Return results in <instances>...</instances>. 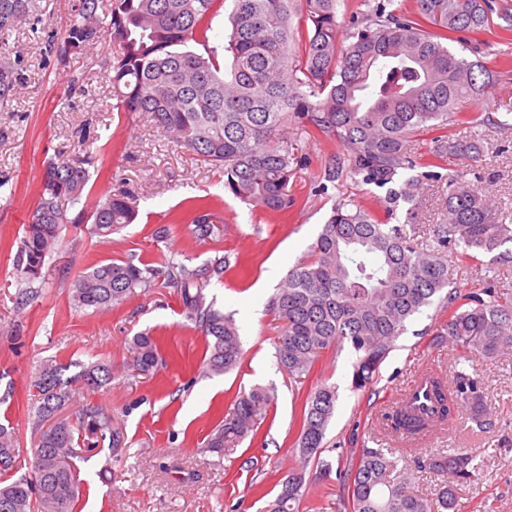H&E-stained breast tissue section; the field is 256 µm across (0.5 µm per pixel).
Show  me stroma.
I'll list each match as a JSON object with an SVG mask.
<instances>
[{"mask_svg": "<svg viewBox=\"0 0 512 512\" xmlns=\"http://www.w3.org/2000/svg\"><path fill=\"white\" fill-rule=\"evenodd\" d=\"M38 3L40 30L22 23L1 39L24 62L11 109L0 112V421L9 420L14 429L19 462L27 463L36 441L29 385L40 362L108 360L116 377L91 399L120 423L126 446L120 458L105 449L81 463L77 512H262L266 494L300 466L308 479L300 512H334L348 494L347 484L335 476L320 479L315 463H301L293 450L311 387L325 379L338 388L324 456L348 469L362 445L397 447L383 430L384 408L421 369L451 377L458 356L451 344L435 339L445 315L433 304L409 322L377 382L366 389H352L354 357L346 350L325 352L304 379L288 378L276 364L278 330L268 302L280 280L308 253L335 200L349 196L380 214L384 190L348 174L325 184L324 165L337 153L336 144L291 125L284 134L308 159L289 184L295 206L275 214L240 203L225 192L221 171L160 133L146 116L113 111L110 65L116 46L109 37L64 62L49 53L48 35L65 32L76 0ZM450 132L481 139L478 186L494 205L512 207V129L460 125ZM82 134L98 155L87 185L91 200L131 194L138 217L105 239L89 234L87 225L66 226L33 283L36 296L19 303L14 259L23 226L48 162L80 156ZM198 196L211 199L220 228L205 241L197 240L183 219L187 198ZM442 206L441 184L426 181L418 209L400 204L392 221L416 225L428 238ZM227 252L238 255L240 266L212 282L208 295L233 313L243 359L240 368L224 375L203 374L205 338L187 319L179 289L164 278L110 310L71 303L76 276L99 261L133 253L158 268L168 261L200 267ZM441 259L453 287H474L483 275L495 280L501 301H512V268L490 264L477 272L456 250L442 252ZM140 332L156 339L165 360L151 376L123 369L128 343ZM479 368L485 425L477 426L465 413L419 445L427 455L472 450L482 477L455 485L461 512H512V350ZM256 385L277 389V404L257 432L225 456L206 451L209 433L237 392Z\"/></svg>", "mask_w": 512, "mask_h": 512, "instance_id": "stroma-1", "label": "stroma"}]
</instances>
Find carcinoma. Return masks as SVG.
<instances>
[{"mask_svg":"<svg viewBox=\"0 0 512 512\" xmlns=\"http://www.w3.org/2000/svg\"><path fill=\"white\" fill-rule=\"evenodd\" d=\"M225 0H110L98 14L99 0H79L58 44L61 60L96 43L102 29L119 50L112 60L111 83L118 112L142 113L161 133L224 173V188L240 202L259 203L274 213L288 211L295 197L288 184L306 157L282 131L306 127L337 143L323 178L336 182L347 169L365 184L390 186L388 210L398 201L416 204L419 178L438 180L433 170L448 156L477 161L481 144L444 132L432 138L427 155L413 151L424 130L456 125L507 126L512 107L494 117L460 112L462 99L480 100L499 80L489 70L452 52L448 42L459 34L490 27L512 31V11L495 12L493 0H362L365 10L347 41L336 36L340 0H231L229 32L223 48L210 44L209 18ZM33 0H0V35L33 16ZM294 15L304 29L292 27ZM23 78L22 60L0 50V112L9 109ZM97 155L85 150L70 162L52 161L39 199L18 247L17 270L28 283L38 279L46 257L68 224H91L107 237L135 221L132 198L110 195L87 207L89 167ZM421 176H406L416 167ZM80 206L73 214L64 208ZM216 215L201 197L190 204L187 223L200 240L215 235ZM460 247L483 264L512 263V211L495 207L463 175L448 179L443 212L432 238L416 239L413 224H389L353 199L335 203L308 254L288 270L269 307L280 322L274 342L279 369L307 377L323 353L352 352V387H366L423 308L439 301L448 320L437 338L448 337L471 364L453 370L452 390L432 379L435 407L422 411L395 403L382 419L401 439L403 456L420 453L421 436L444 429L454 406L472 407V420L483 425V378L472 362L512 348V303L499 300L494 284L449 287L448 265L438 255ZM238 261L226 254L205 268L165 263L168 282L179 286L186 317L204 333L208 374H224L241 362L243 351L234 314L207 300L211 281H221ZM157 269L137 255L91 265L74 280L71 301L79 309L106 310L122 305L138 288H150ZM125 368L150 375L162 364L156 342L146 333L132 337ZM78 372L52 359L35 373L33 428L36 448L24 474H18L17 449L10 424L0 423V512H77L79 463L105 445L113 455L124 447V434L112 414L92 402L81 404L71 419L60 417L74 402L73 385L94 393L112 381V363L77 362ZM338 391L326 382L308 394L294 451L315 459L324 476L333 470L321 457L334 417ZM276 391L253 387L236 394L206 447L221 453L236 448L255 430L275 403ZM391 448L360 450L350 471L347 498L337 512H454V484L477 480L474 457L463 448L427 459L444 478L437 492L408 491L397 473ZM305 470H292L277 483L265 512H299Z\"/></svg>","mask_w":512,"mask_h":512,"instance_id":"obj_1","label":"carcinoma"}]
</instances>
